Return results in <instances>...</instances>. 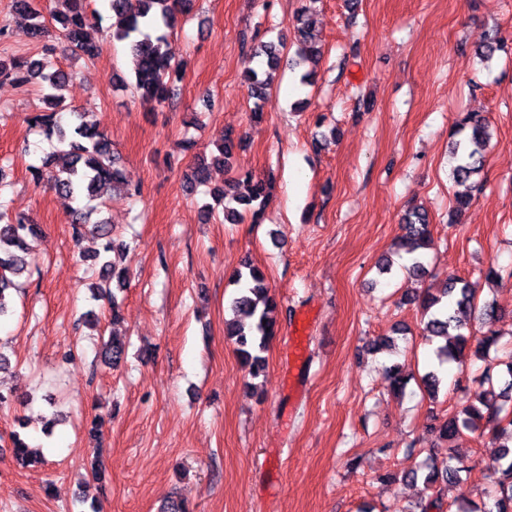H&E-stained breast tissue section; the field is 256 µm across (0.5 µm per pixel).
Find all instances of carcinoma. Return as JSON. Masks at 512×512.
<instances>
[{"label":"carcinoma","mask_w":512,"mask_h":512,"mask_svg":"<svg viewBox=\"0 0 512 512\" xmlns=\"http://www.w3.org/2000/svg\"><path fill=\"white\" fill-rule=\"evenodd\" d=\"M55 10L50 12L51 20L58 23L59 38L69 44L75 56L87 61L96 60L102 45L88 36L87 28L96 19L97 11L90 9L92 0H54ZM112 11L110 32L112 38L126 42L135 61V83L129 85L119 80L121 86L132 87L133 93L144 100L166 102L172 92L173 80L180 76L182 63L172 60L167 49L168 35L177 23L178 15L191 12L194 0H108ZM14 12L30 20L31 39L41 46V58L18 59L0 58V80L18 85L38 82L46 86L43 100L51 105V111L38 113L30 120L48 138L54 136L67 148L49 154L40 167H32L36 181L48 179L50 188L73 200L100 199L108 191H125L129 195L140 193V187L132 183L123 168L118 165L112 151V142L95 125L84 121H63L57 107L64 101L63 90L68 74L55 68L53 55L55 47L50 43L52 31L46 24L38 0H11ZM294 38L298 45L297 55L304 63H315L321 50L316 46L311 25L306 20V11L299 12L293 25ZM284 41H261L252 46L253 57L262 58L261 66L251 69L245 76L252 98L264 99L266 91L275 79L281 62V48ZM504 40L496 30L487 38L476 54L487 63L502 50ZM491 139L485 116L480 112H466L457 129L451 134L449 152L455 162L452 177L460 182L471 181L468 192L455 198L457 214H462L471 204L474 193L482 190L484 180L480 173L484 168V152ZM241 139L230 131L224 132L216 151L208 158L200 159L193 168L190 184L202 186L209 181L208 168L211 165L231 166L235 151ZM245 191L238 190V183H232L218 190L216 200L224 202V221L237 224L244 218V212H251L258 220L268 198L267 184L248 174L243 179ZM98 209L75 208L68 215L67 223L73 225L75 236L81 235V227L92 225L100 244L93 254V261L100 265L101 277L114 280L117 290L123 291L127 283V269L116 268L111 257L115 252L112 225L103 219L92 220ZM404 234L395 242L397 250L407 256L405 270L414 277L426 273L424 254L431 241V230L427 215L416 209L405 213ZM41 234L40 225L28 217L12 215L9 203L0 196V318L9 315L12 309V290L16 279L27 270V255L31 242ZM235 293L230 308L249 319L225 323V336L235 346L238 358L249 376L255 378L264 370L267 347L278 328V303L270 294L263 270L246 265L232 277ZM476 290L469 281L459 276L448 278L445 287L435 294L426 291L416 296L426 321L424 330L430 340L441 337L445 343L435 348L439 363H463V357L472 339L470 328L462 315L478 312L486 331L477 339L475 355L481 356L497 344V332L493 330L499 319L495 303L475 305ZM102 361L111 367L119 366L126 357V345L117 337L104 343ZM512 400V362L506 365L502 385H489L478 391L473 399L466 401L462 408L442 422L440 437L450 441L466 432L489 434L503 440L500 453L491 464L496 476L497 493L495 512H512V410L502 402ZM12 457L22 465L40 461V457L29 444L17 434L11 436ZM469 469L468 458L455 449L448 452V464H419L402 472L401 478L411 483L418 481L430 490L442 485L462 483V473Z\"/></svg>","instance_id":"carcinoma-1"}]
</instances>
